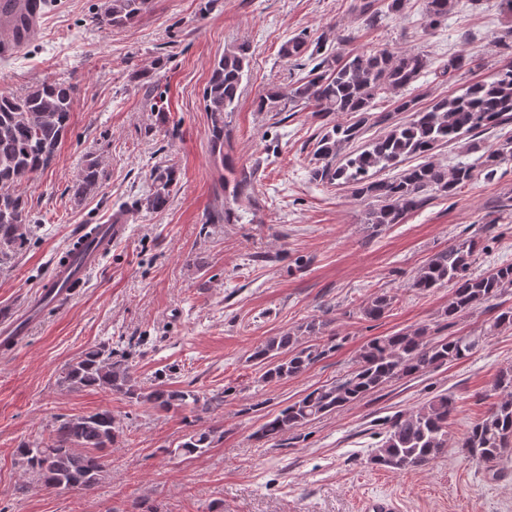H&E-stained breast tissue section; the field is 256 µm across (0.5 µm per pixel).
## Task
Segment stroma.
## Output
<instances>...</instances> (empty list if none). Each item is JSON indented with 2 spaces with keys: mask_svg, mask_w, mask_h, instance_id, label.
<instances>
[{
  "mask_svg": "<svg viewBox=\"0 0 512 512\" xmlns=\"http://www.w3.org/2000/svg\"><path fill=\"white\" fill-rule=\"evenodd\" d=\"M103 0H55L28 48L0 59V94H20L60 78L74 87L70 125L52 162L15 188L36 232L0 267V311L24 313L45 289L54 257L75 226L127 227L96 273L15 346L0 348V512H363L371 497L398 512H512V457L498 474L449 449L413 471L369 462L391 418L434 395L451 394V434H464L487 410L490 385L512 366V331L490 337L468 360L405 378L303 427L284 445L262 444L255 431L311 389L351 367L368 339L421 325L443 327L450 288H409L434 253L469 236L488 242L474 274L512 262V163L503 175L477 176L456 195L431 200L401 224H365V202L346 188L312 180L311 148L320 122L290 113L280 125L255 111L267 89L287 87L300 67L281 58L298 33L338 51L418 50L435 62L464 53L473 71L447 82L421 78L423 105L460 93L512 61V40L498 36L512 19L500 0H474L426 34L423 0L400 17L367 28L354 0H151L125 28L95 27ZM240 44L250 67L232 116L230 156L257 166L253 198L220 196L223 169L209 150L202 99L215 57ZM278 132L281 151L266 150ZM98 188L75 194L87 163ZM175 165L178 184L163 210H148L149 174ZM230 207L236 224H212ZM396 295L388 317L367 322L357 308L378 290ZM332 320L338 349L301 376L262 382L250 354L304 320ZM130 351L144 384L166 381L201 399L222 395L207 412H159L99 388L61 386L66 365L87 348ZM111 410L123 432L111 465L88 492L48 489L16 464L19 444L47 438L56 418ZM216 429L202 455L178 454L192 431Z\"/></svg>",
  "mask_w": 512,
  "mask_h": 512,
  "instance_id": "35a3bbf8",
  "label": "stroma"
}]
</instances>
